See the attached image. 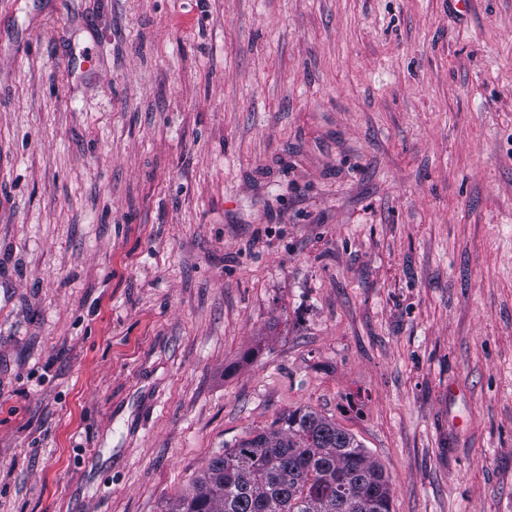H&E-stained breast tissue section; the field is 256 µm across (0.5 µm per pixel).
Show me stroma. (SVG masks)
<instances>
[{
  "mask_svg": "<svg viewBox=\"0 0 512 512\" xmlns=\"http://www.w3.org/2000/svg\"><path fill=\"white\" fill-rule=\"evenodd\" d=\"M298 408L512 512V0H0V512Z\"/></svg>",
  "mask_w": 512,
  "mask_h": 512,
  "instance_id": "35a3bbf8",
  "label": "stroma"
}]
</instances>
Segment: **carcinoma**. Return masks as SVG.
<instances>
[{
	"mask_svg": "<svg viewBox=\"0 0 512 512\" xmlns=\"http://www.w3.org/2000/svg\"><path fill=\"white\" fill-rule=\"evenodd\" d=\"M391 500L355 436L296 409L225 447L167 512H391Z\"/></svg>",
	"mask_w": 512,
	"mask_h": 512,
	"instance_id": "cac0c4a2",
	"label": "carcinoma"
}]
</instances>
